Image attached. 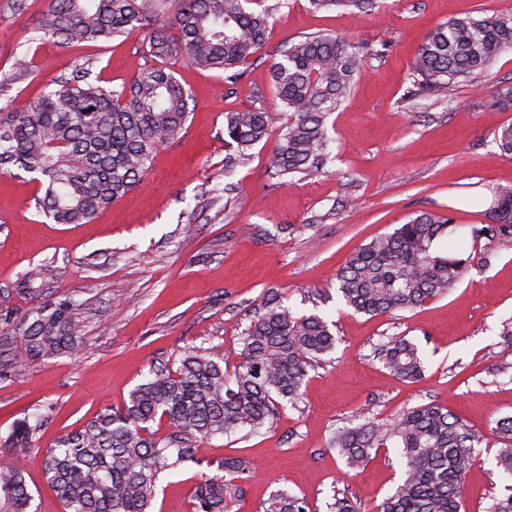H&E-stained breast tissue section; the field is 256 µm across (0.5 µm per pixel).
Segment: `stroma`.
<instances>
[{
    "label": "stroma",
    "mask_w": 512,
    "mask_h": 512,
    "mask_svg": "<svg viewBox=\"0 0 512 512\" xmlns=\"http://www.w3.org/2000/svg\"><path fill=\"white\" fill-rule=\"evenodd\" d=\"M0 0V107L37 99L58 78L90 64L104 86L120 88L144 64L142 32L95 46L63 48L31 34L48 0H27L13 14ZM275 11L269 39L237 83L223 72L175 60L190 91L184 138L155 158L145 182L85 224L38 214L40 186L15 169L0 173V315L22 320L64 298L80 304L76 354L28 360L0 378V457L24 467L37 512H65L48 487L42 448L100 411L122 409L156 369H176L195 347L238 363L241 336L258 308L278 297L295 314L334 321L336 350L311 369L297 405L282 404L273 427L200 443L194 463L162 477L154 512H193L192 494L216 463L245 459L237 512H262L285 488L311 512L348 497L375 512L394 493L399 451L383 448L364 469L348 470L330 446L337 427L368 412L381 420L424 403L455 413L478 440L460 512H487L512 490L496 465L499 418L512 416V344L501 323L512 317V235L467 244L472 262L456 286L423 307L369 316L347 307L331 283L360 246L423 211L481 227L494 190L512 187V157L500 156L498 128L512 108L497 102L512 85V51L492 63L484 87L458 81L424 94L410 64L438 24L454 17L512 18V0H377L375 8L316 11L288 0ZM339 33L362 46L351 94L329 118L327 164L272 180L273 144L252 162L224 169V114L275 111L270 66L288 43ZM41 265L31 292L20 275ZM393 336L425 354L423 378L392 377L374 350ZM48 413L34 449L2 447L13 423Z\"/></svg>",
    "instance_id": "obj_1"
}]
</instances>
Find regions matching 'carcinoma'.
<instances>
[{
    "instance_id": "carcinoma-1",
    "label": "carcinoma",
    "mask_w": 512,
    "mask_h": 512,
    "mask_svg": "<svg viewBox=\"0 0 512 512\" xmlns=\"http://www.w3.org/2000/svg\"><path fill=\"white\" fill-rule=\"evenodd\" d=\"M313 9L354 7L373 0H309ZM260 0H49L34 32L59 46L104 43L135 31L147 33L146 63L120 89L91 80L90 70L20 108H0V169L16 166L45 186L36 205L57 224L91 221L143 183L160 149L180 141L191 110L189 91L167 59L224 72L235 83L265 46L271 10H250ZM512 49V19L486 16L437 25L417 48V89L435 92L462 79L484 82L492 61ZM364 52L337 34L306 36L279 52L271 81L288 122L269 112L224 113L228 167L246 165L251 150L276 138L274 175L309 173L322 165L327 121L348 98ZM500 155L512 156V124L498 128ZM488 223L472 238L492 241L512 232V188L494 192ZM470 266L462 225L423 211L393 232L356 249L336 273L346 306L372 316L413 311L454 287ZM334 323L318 314L294 315L269 301L241 337L232 374L200 351L186 353L176 369L157 370L137 385L120 410H105L45 449L43 471L65 512H153L163 474L195 461L197 440L257 433L274 424L279 405H295L309 369L336 349ZM81 323L68 298L34 308L24 320H0L1 346L23 336L28 358L72 353ZM377 357L402 382L425 370L421 347L391 338ZM167 421L171 433L152 438L150 424ZM44 419L14 422L7 442L29 448ZM501 443L497 467L512 478V417L496 422ZM476 436L448 408L420 404L388 425L361 419L330 438L347 468L358 470L382 448H397L404 478L377 512H460L464 479L477 459ZM218 473L196 487L194 512H230L242 494L245 461L226 458ZM33 495L17 462L0 466V512H34ZM263 512H310L308 502L275 491Z\"/></svg>"
}]
</instances>
